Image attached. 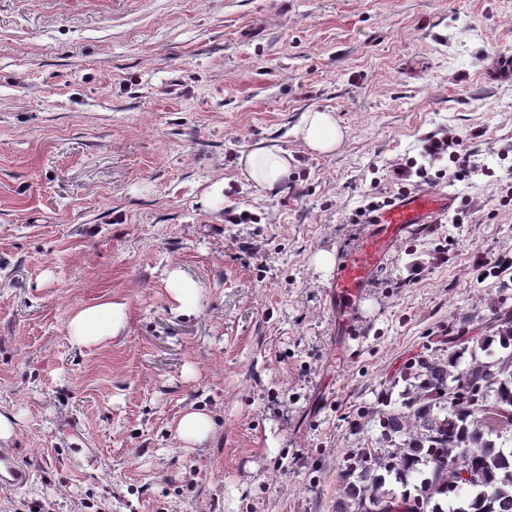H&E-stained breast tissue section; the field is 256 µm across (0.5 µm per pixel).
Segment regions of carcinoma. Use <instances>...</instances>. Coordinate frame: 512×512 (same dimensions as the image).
I'll return each mask as SVG.
<instances>
[{"instance_id": "carcinoma-1", "label": "carcinoma", "mask_w": 512, "mask_h": 512, "mask_svg": "<svg viewBox=\"0 0 512 512\" xmlns=\"http://www.w3.org/2000/svg\"><path fill=\"white\" fill-rule=\"evenodd\" d=\"M483 328L399 369L400 406L375 414L381 447L344 452L336 512H512V308Z\"/></svg>"}]
</instances>
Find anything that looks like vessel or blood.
<instances>
[{
	"instance_id": "1",
	"label": "vessel or blood",
	"mask_w": 512,
	"mask_h": 512,
	"mask_svg": "<svg viewBox=\"0 0 512 512\" xmlns=\"http://www.w3.org/2000/svg\"><path fill=\"white\" fill-rule=\"evenodd\" d=\"M452 194L428 197L410 193L379 211L369 233L354 251L345 254L333 283L336 305L345 313H354L364 289L386 254L412 226L434 223L438 214L452 209ZM29 478L27 468L19 462L12 448H0V483L23 486Z\"/></svg>"
}]
</instances>
